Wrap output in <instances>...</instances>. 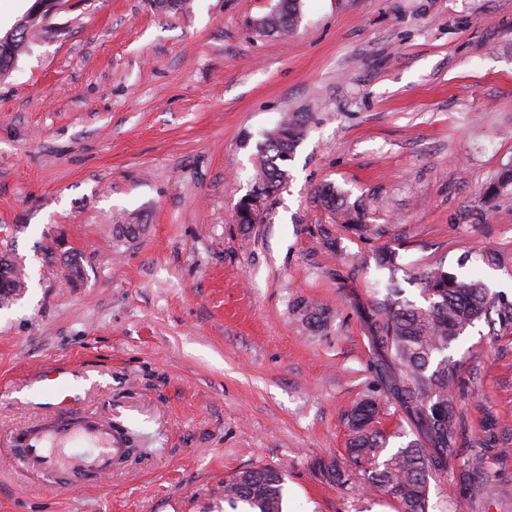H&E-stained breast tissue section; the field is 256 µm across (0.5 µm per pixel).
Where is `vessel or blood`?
<instances>
[{
    "label": "vessel or blood",
    "instance_id": "b4317fda",
    "mask_svg": "<svg viewBox=\"0 0 512 512\" xmlns=\"http://www.w3.org/2000/svg\"><path fill=\"white\" fill-rule=\"evenodd\" d=\"M75 370L66 363L48 366L33 381L47 390L52 409L36 425L24 430V446L17 461L26 472L61 487L91 486L118 462L124 442L102 417L69 413L80 404L82 394L73 387Z\"/></svg>",
    "mask_w": 512,
    "mask_h": 512
}]
</instances>
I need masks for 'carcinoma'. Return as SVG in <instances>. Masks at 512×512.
<instances>
[{
  "label": "carcinoma",
  "instance_id": "cac0c4a2",
  "mask_svg": "<svg viewBox=\"0 0 512 512\" xmlns=\"http://www.w3.org/2000/svg\"><path fill=\"white\" fill-rule=\"evenodd\" d=\"M300 0H278V8L261 17L256 27L261 32L288 34L294 27ZM38 31L22 19L0 37V74L9 71L26 51L29 37ZM304 136L303 125L286 118L257 144L259 166L255 186L263 199L277 194L288 180L281 163L288 160ZM512 188V168L497 182L486 187L483 203L488 204ZM316 202L345 218V224L363 237L376 232L364 223L358 207L331 186L315 193ZM140 222L116 224L112 232L119 240L133 239ZM424 304L401 296L391 283L382 298L364 313L369 339L375 354L377 387L346 412L350 432L345 461L319 458L312 470L323 482L350 487L361 477L372 492L395 502L398 512H428L430 480L450 472L457 473L462 494L472 500L492 493L480 448L501 428L499 420L485 419L484 438L476 441L479 451L467 463L458 464L459 429L455 418L454 393L458 372L448 357L452 342L478 320L491 327H512V301L493 293L473 278H464L438 266L419 277ZM27 287L26 275L15 262L0 267V303L8 304ZM294 315L309 328L319 329L327 322V309L306 299L292 308ZM386 394L403 411L415 430L416 438L387 457H382L386 436L378 427V393ZM285 474L276 468L253 467L236 473L224 483V500L246 503L252 512H282Z\"/></svg>",
  "mask_w": 512,
  "mask_h": 512
}]
</instances>
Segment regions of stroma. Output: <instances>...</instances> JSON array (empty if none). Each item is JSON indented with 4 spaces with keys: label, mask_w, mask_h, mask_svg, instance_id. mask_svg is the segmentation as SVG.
I'll list each match as a JSON object with an SVG mask.
<instances>
[{
    "label": "stroma",
    "mask_w": 512,
    "mask_h": 512,
    "mask_svg": "<svg viewBox=\"0 0 512 512\" xmlns=\"http://www.w3.org/2000/svg\"><path fill=\"white\" fill-rule=\"evenodd\" d=\"M276 2L57 0L0 74V253L28 282L0 307V454L57 362L137 450L71 492L0 461V512H231L225 479L258 466L285 472L284 512H392L311 469L343 456L344 414L375 384L378 253H399L411 301L439 265L512 300V193L481 202L512 167V0H302L285 37L254 26ZM287 115L306 130L288 182L242 227L256 145ZM324 184L379 234L314 203ZM126 213L144 230L118 242ZM303 298L324 330L292 315ZM449 354L462 456L487 415L507 429L483 450L490 498L448 475L433 512H512V329L477 322ZM294 315L309 328L319 329L327 322V309L306 299L298 300L292 308Z\"/></svg>",
    "instance_id": "stroma-1"
}]
</instances>
